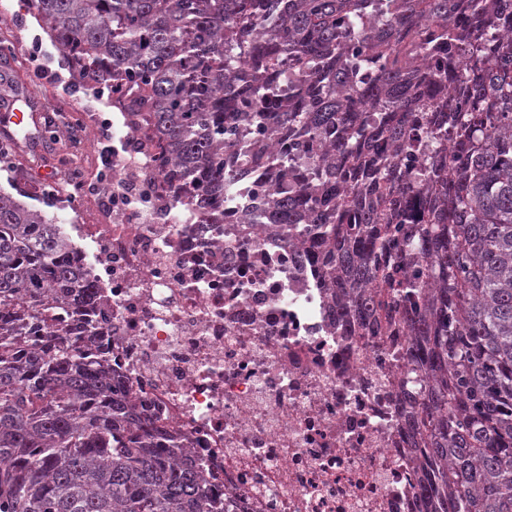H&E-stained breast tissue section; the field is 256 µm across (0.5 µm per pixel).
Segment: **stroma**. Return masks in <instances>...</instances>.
<instances>
[{
	"mask_svg": "<svg viewBox=\"0 0 512 512\" xmlns=\"http://www.w3.org/2000/svg\"><path fill=\"white\" fill-rule=\"evenodd\" d=\"M17 33L20 57H6L0 62V72L12 77L16 92L27 99L28 110L44 114L54 108L64 109L72 134H79L84 121H92L99 114L109 113L106 99L98 98L90 83L81 80L75 69L67 63L62 51L55 45L38 20L26 13L20 0H15L8 21ZM57 153V141L46 136L29 148L18 149L16 168L29 175L28 190H20L10 174L0 169V191L13 196H25L28 203L42 209L58 223H67L70 210L63 200L51 197L48 185L40 175V164H52Z\"/></svg>",
	"mask_w": 512,
	"mask_h": 512,
	"instance_id": "stroma-1",
	"label": "stroma"
}]
</instances>
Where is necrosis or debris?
<instances>
[{
	"mask_svg": "<svg viewBox=\"0 0 512 512\" xmlns=\"http://www.w3.org/2000/svg\"><path fill=\"white\" fill-rule=\"evenodd\" d=\"M59 197L74 216L87 303L57 305L41 342L85 341L142 415L177 438L229 512H420L406 422L411 338L400 320L345 335L316 254L286 248L241 206L181 202L141 122L112 120V193L72 175L94 151L59 126Z\"/></svg>",
	"mask_w": 512,
	"mask_h": 512,
	"instance_id": "necrosis-or-debris-1",
	"label": "necrosis or debris"
}]
</instances>
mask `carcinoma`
Segmentation results:
<instances>
[{
	"label": "carcinoma",
	"mask_w": 512,
	"mask_h": 512,
	"mask_svg": "<svg viewBox=\"0 0 512 512\" xmlns=\"http://www.w3.org/2000/svg\"><path fill=\"white\" fill-rule=\"evenodd\" d=\"M83 79L143 112L171 176L325 251L340 325L404 310L423 512H512V0H35ZM274 193L242 188L237 139ZM420 257L406 267L378 259ZM92 286L45 213L0 192V512H226L105 363L51 320Z\"/></svg>",
	"instance_id": "obj_1"
}]
</instances>
